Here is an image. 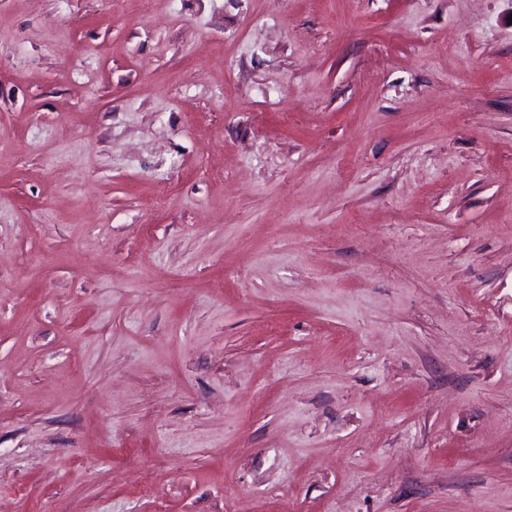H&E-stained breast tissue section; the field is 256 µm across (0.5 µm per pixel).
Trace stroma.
I'll return each mask as SVG.
<instances>
[{"mask_svg": "<svg viewBox=\"0 0 512 512\" xmlns=\"http://www.w3.org/2000/svg\"><path fill=\"white\" fill-rule=\"evenodd\" d=\"M0 512H512V0H0Z\"/></svg>", "mask_w": 512, "mask_h": 512, "instance_id": "stroma-1", "label": "stroma"}]
</instances>
